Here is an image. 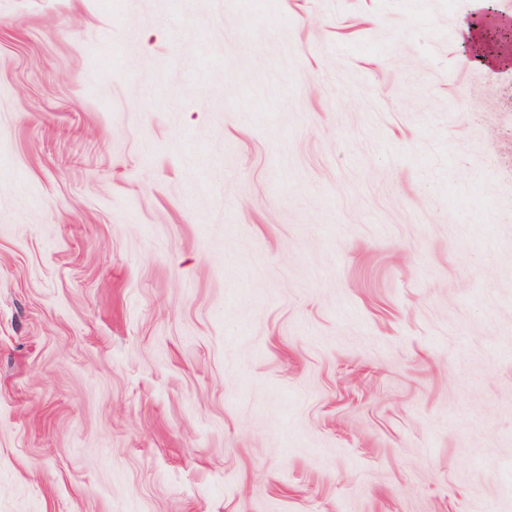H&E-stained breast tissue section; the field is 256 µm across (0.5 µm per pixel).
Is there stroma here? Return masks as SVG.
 Instances as JSON below:
<instances>
[{"label":"stroma","mask_w":512,"mask_h":512,"mask_svg":"<svg viewBox=\"0 0 512 512\" xmlns=\"http://www.w3.org/2000/svg\"><path fill=\"white\" fill-rule=\"evenodd\" d=\"M512 0H0V512H512ZM460 39L464 44H470L473 49V62L488 68L512 70V56L508 52H489L481 44L476 28L464 24Z\"/></svg>","instance_id":"stroma-1"}]
</instances>
